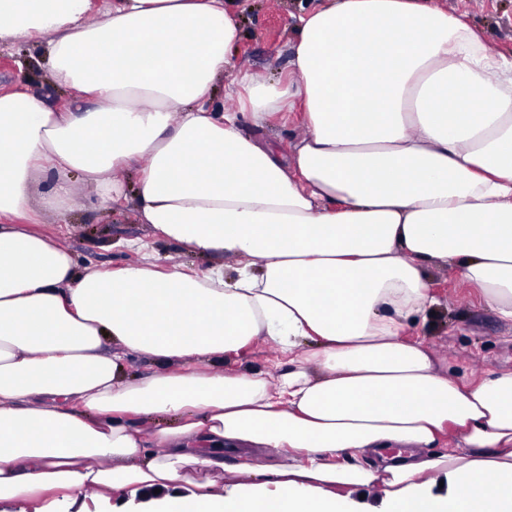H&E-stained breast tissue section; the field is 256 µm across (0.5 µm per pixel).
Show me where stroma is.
Masks as SVG:
<instances>
[{"label": "stroma", "mask_w": 512, "mask_h": 512, "mask_svg": "<svg viewBox=\"0 0 512 512\" xmlns=\"http://www.w3.org/2000/svg\"><path fill=\"white\" fill-rule=\"evenodd\" d=\"M451 11L465 13L470 26L494 51L512 56V0H442ZM315 0H249L241 18L243 36L234 48V60L252 74L267 79L288 76V55L297 31L294 18L310 10ZM27 76L30 90L55 108H70L74 99L56 86L34 44L0 48V91L12 89ZM244 134L273 145L284 157L303 135L299 112H279L263 123L251 116L241 121ZM82 208L64 216L47 214L39 229L57 238L73 254L79 267L115 268L133 261L131 240L147 244L154 262H185L200 270L223 265L232 274L235 262L221 254L199 255L164 240L148 224L139 223L133 205L112 208L89 189H82ZM429 275L440 303L434 313L411 323L408 339L422 340L439 364L457 381L471 382L512 372V321L501 319L482 300L481 291L465 281L447 263L431 264ZM287 362L279 346L260 339L245 352L224 358L227 372L262 371L278 374Z\"/></svg>", "instance_id": "35a3bbf8"}]
</instances>
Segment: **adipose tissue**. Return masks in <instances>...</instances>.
Returning <instances> with one entry per match:
<instances>
[{"label":"adipose tissue","mask_w":512,"mask_h":512,"mask_svg":"<svg viewBox=\"0 0 512 512\" xmlns=\"http://www.w3.org/2000/svg\"><path fill=\"white\" fill-rule=\"evenodd\" d=\"M235 0H0L79 101L0 93V501L61 512L93 491L147 512H512V372L461 384L412 318L447 262L512 320V58L439 0H321L288 82L246 71L217 113ZM300 109L291 161L244 135ZM165 239L237 260L79 268L42 214L127 199ZM276 377L224 372L258 338ZM129 355L150 377L123 378ZM174 418L145 441L138 419ZM398 446L397 454L385 448ZM284 462L254 473L248 447ZM256 482L212 492L209 473Z\"/></svg>","instance_id":"adipose-tissue-1"}]
</instances>
